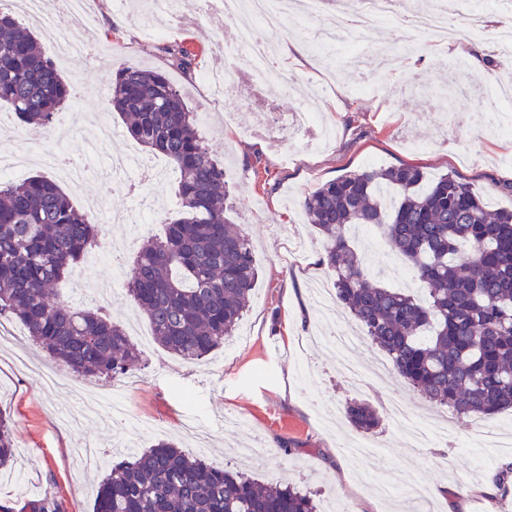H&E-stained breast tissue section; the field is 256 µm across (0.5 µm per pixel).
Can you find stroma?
<instances>
[{"instance_id":"obj_1","label":"stroma","mask_w":512,"mask_h":512,"mask_svg":"<svg viewBox=\"0 0 512 512\" xmlns=\"http://www.w3.org/2000/svg\"><path fill=\"white\" fill-rule=\"evenodd\" d=\"M184 5L193 23L182 28L156 13L151 0H140L134 10L120 9L114 0H90L92 21L76 36L95 53L111 56L112 69L104 71L83 57L60 62L59 68L73 96L87 98L100 112L110 111L113 71L125 65L165 71L184 89L201 133L224 165L225 215L254 247L258 280L240 330L246 341H229L198 363L156 346L143 350L140 384L115 400L135 420L148 422L145 430L104 419L64 426L55 414L76 408V393L42 389L37 369L50 360L28 338L5 345L0 408L14 422L20 459L12 471L0 473V503L31 512V501L47 499L63 512H93L92 480L106 469H84L74 453L78 444L91 443L113 460L128 443L147 448L172 438L195 455L201 444L179 430L191 417L205 429L210 463L242 465L258 480L311 489L321 512H331L338 498L350 512H404L415 486L433 483L438 490L426 500V512H512V494L500 495L491 483L496 468L512 462V451L487 458L471 447L477 419L429 405L393 375L370 377L362 388H352L334 367L333 349L308 344L321 327L310 289L315 281L329 285L333 279L322 264V238L300 207L301 199L344 173L408 164L419 167L428 182L454 174L485 190L489 206L512 210V195L487 189L493 182H512V138L481 133L474 124L477 115L489 118L501 109L490 87L512 85L497 28L482 25L479 34L463 41L414 42L390 18L363 31L361 65L341 69L335 57L314 50L318 32L330 22V7L308 17L292 5L283 26L266 33L273 48L288 40L304 48L303 58L284 59L280 87L260 92L244 85L241 94L215 99L201 72L222 65L228 80L241 81L250 57L242 51L223 55L235 37L233 23L195 15V0ZM175 42L196 51L195 75L170 67L164 47ZM476 45L493 53L486 71L464 83L455 110L438 114L445 104L440 86ZM299 110L317 112L330 138L304 131L278 141L269 129L273 116ZM98 184L97 177H89L72 202L101 224L112 244L132 253L137 246L130 243L131 234L143 239L160 233L159 223L136 232L127 224L101 222L94 210ZM353 243L383 285L402 287L396 270L402 259L383 244L381 234ZM393 396L413 415L446 419L447 445L411 447L388 416L386 403ZM352 399L370 403L381 418L369 437L371 449L356 461L344 443L357 433L336 413ZM251 443L262 454L242 462L236 450Z\"/></svg>"}]
</instances>
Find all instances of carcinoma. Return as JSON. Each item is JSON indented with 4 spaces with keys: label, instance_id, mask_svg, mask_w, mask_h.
Wrapping results in <instances>:
<instances>
[{
    "label": "carcinoma",
    "instance_id": "obj_1",
    "mask_svg": "<svg viewBox=\"0 0 512 512\" xmlns=\"http://www.w3.org/2000/svg\"><path fill=\"white\" fill-rule=\"evenodd\" d=\"M172 67L194 72L196 53L165 48ZM51 50L16 16L0 10V103L23 128L50 132L71 102ZM112 112L146 152L180 173L178 215L164 235L129 261L127 296L153 341L197 362L224 346L247 312L258 277L248 239L224 216V165L199 136L196 113L166 74L139 65L117 70ZM412 165L344 173L307 195L302 209L324 239L322 263L336 299L391 369L429 402L458 416L512 410V210L453 174L422 186ZM376 226L426 287L422 302L383 286L352 247L354 226ZM54 180L0 181V317L20 324L73 376L116 378L139 369L141 353L123 323L100 310L70 307L58 292L73 267L103 241ZM350 424H379L364 401L343 407ZM13 422L0 411V468L14 463ZM493 486L512 489V463ZM94 512H319L298 487L261 482L189 457L159 441L112 465L99 482Z\"/></svg>",
    "mask_w": 512,
    "mask_h": 512
}]
</instances>
